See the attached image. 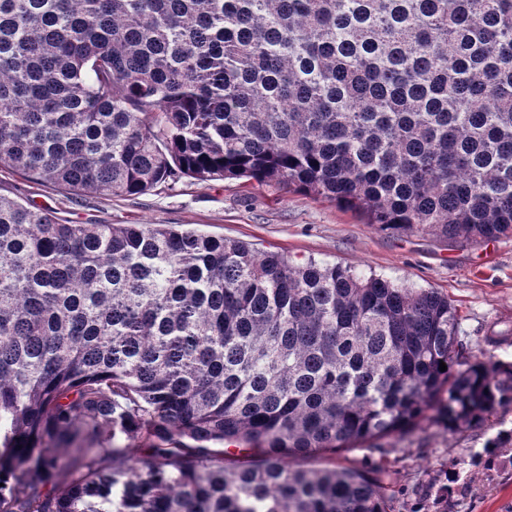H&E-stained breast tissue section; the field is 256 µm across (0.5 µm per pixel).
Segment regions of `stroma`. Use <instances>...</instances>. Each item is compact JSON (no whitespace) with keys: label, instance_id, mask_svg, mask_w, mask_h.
Returning a JSON list of instances; mask_svg holds the SVG:
<instances>
[{"label":"stroma","instance_id":"obj_1","mask_svg":"<svg viewBox=\"0 0 512 512\" xmlns=\"http://www.w3.org/2000/svg\"><path fill=\"white\" fill-rule=\"evenodd\" d=\"M0 195L50 210L63 224H186L296 263L312 259L400 286L434 288L456 306L472 353L484 350L485 337L501 335L494 356L512 361V238L451 244L425 230L385 231L334 202L231 179L182 177L114 197L74 195L5 170ZM509 430L512 409L461 432L423 421L409 432L339 449L334 460L386 471L387 512H512V443L471 464L489 440Z\"/></svg>","mask_w":512,"mask_h":512}]
</instances>
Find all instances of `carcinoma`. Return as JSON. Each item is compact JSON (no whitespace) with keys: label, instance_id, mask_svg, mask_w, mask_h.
<instances>
[{"label":"carcinoma","instance_id":"cac0c4a2","mask_svg":"<svg viewBox=\"0 0 512 512\" xmlns=\"http://www.w3.org/2000/svg\"><path fill=\"white\" fill-rule=\"evenodd\" d=\"M2 168L512 238V0H0ZM511 406L434 289L0 196V512H386L384 476L303 463Z\"/></svg>","mask_w":512,"mask_h":512}]
</instances>
